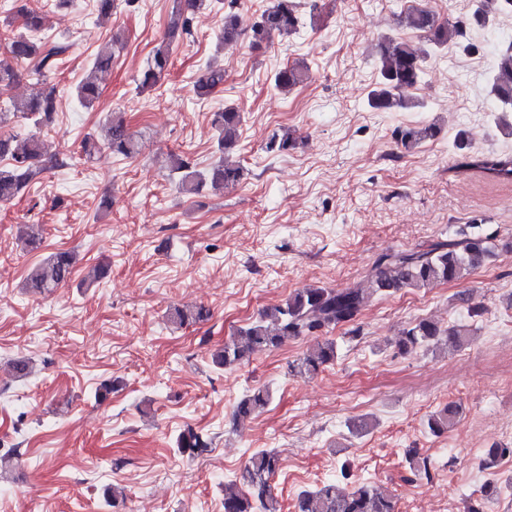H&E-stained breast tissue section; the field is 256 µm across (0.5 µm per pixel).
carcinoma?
Segmentation results:
<instances>
[{"label": "carcinoma", "mask_w": 512, "mask_h": 512, "mask_svg": "<svg viewBox=\"0 0 512 512\" xmlns=\"http://www.w3.org/2000/svg\"><path fill=\"white\" fill-rule=\"evenodd\" d=\"M224 27L220 42L229 45L241 34L237 13L239 0H226ZM207 6V0H178L176 17L170 34L159 43L147 59L141 72L138 88L152 89L169 72L172 44L176 36L191 32L197 13ZM512 11V0H477L469 21L439 22L434 14L424 9L405 13L400 22L421 34L423 45L416 46L398 38L385 37L376 46V82L368 97V106L379 112L407 109L414 105L405 92L424 79L427 58L431 52L448 43H457L463 37L466 23L484 24L491 9ZM14 15L21 22L23 32L8 43L10 60L0 62V82L18 77L13 63L38 59L39 70H52L57 57L66 47L35 41L31 34L45 28L44 11L33 6L30 0H15ZM304 25L300 12V0H271L250 27L251 46L262 47L274 36H289ZM112 56L95 58L85 80L77 86L76 97L84 105L98 97V74L110 69ZM309 78L308 66L294 63L279 68L273 75V86L288 92ZM224 86V68L209 65L194 82L195 94L202 98ZM490 94L501 112H512V43L499 51L489 78ZM56 87L11 104V113L0 111V123L8 115H21L34 120V124L46 126L53 120ZM211 125L217 134L218 160L206 171L196 169L190 158L172 152L169 167L176 177L178 188L187 195H196L203 188L222 191L237 185L245 176L246 169L233 155L240 150L242 115L233 106L211 114ZM441 128L435 124L405 127L395 132V141L406 152H412L423 143L436 139ZM296 138L288 131L274 134L266 149L270 153H286L293 148ZM105 146L112 154L134 158L140 152L137 138L129 131L121 112L112 113ZM454 147L460 161L457 166L477 169L494 178L512 180V157L472 156L469 154L467 133L456 135ZM0 159L8 165L0 168V202L10 201L23 194L33 178L47 168L59 164L48 155L43 141L36 135L20 137L16 134H0ZM496 245L489 238L472 232L460 239L441 238L418 250H389L380 254L365 276V285L349 288H323L309 286L294 292L278 305L264 308L259 317L240 327L224 346L212 354V363L218 368L231 369L251 356L279 347L289 337L323 334L321 339L291 365V371L300 377H311L335 361L336 341L325 333L336 328H346L351 338L360 336L357 326L359 314L368 296L391 294L403 289H428L459 281L473 270L485 265L495 256ZM75 256L63 250L55 252L35 266L27 278V287L40 294H50L66 284L72 275ZM210 310L204 306L175 309L171 320L179 326L205 322ZM469 342L467 329L462 326L442 325L430 319H420L402 328L396 346L402 352L418 347L436 350H458ZM272 400L267 387L252 389L235 405L232 422L240 427L256 413L265 409ZM460 408L454 402L446 404L427 419L429 431L440 435L458 423ZM179 452L191 458L202 457L211 451L212 440L192 427L184 429L177 437ZM409 469L420 478L430 477L429 462L419 457L416 449L406 451ZM280 466L278 454L272 450L254 452L243 468L238 483L224 490V512H281V505L273 493L271 479ZM295 512H397L396 501L389 491L369 482L360 483L351 492H342L334 483H324L297 495Z\"/></svg>", "instance_id": "obj_1"}]
</instances>
